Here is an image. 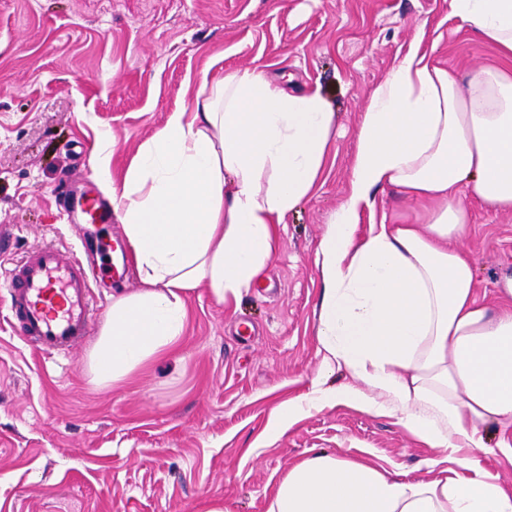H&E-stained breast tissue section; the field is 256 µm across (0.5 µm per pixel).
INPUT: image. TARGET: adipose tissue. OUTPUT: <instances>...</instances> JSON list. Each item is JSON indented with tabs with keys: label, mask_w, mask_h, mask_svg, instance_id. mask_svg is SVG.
Here are the masks:
<instances>
[{
	"label": "adipose tissue",
	"mask_w": 512,
	"mask_h": 512,
	"mask_svg": "<svg viewBox=\"0 0 512 512\" xmlns=\"http://www.w3.org/2000/svg\"><path fill=\"white\" fill-rule=\"evenodd\" d=\"M450 14L495 53L467 82L423 51L427 31L376 84L358 127L350 190L317 256L316 336L324 368L358 386L326 389L280 408L279 433L312 408L342 402L391 415L453 468L406 480L358 458L316 453L292 465L267 512H512V488L481 466L482 426L512 459V273L497 305L458 241L469 200L512 211V0H449ZM337 114L320 88L293 91L258 68L201 81L191 108L172 112L121 181L97 150L141 282L114 298L90 352L101 385L126 380L178 347L186 300L208 281L217 301H239L260 281L279 227L316 190ZM395 187L422 205L420 223L360 217Z\"/></svg>",
	"instance_id": "1"
}]
</instances>
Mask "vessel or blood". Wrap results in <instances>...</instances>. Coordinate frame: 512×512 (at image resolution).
<instances>
[{
    "mask_svg": "<svg viewBox=\"0 0 512 512\" xmlns=\"http://www.w3.org/2000/svg\"><path fill=\"white\" fill-rule=\"evenodd\" d=\"M8 309L26 339L44 351L82 344L93 317L91 284L77 256H65L52 244L28 251L0 270Z\"/></svg>",
    "mask_w": 512,
    "mask_h": 512,
    "instance_id": "obj_1",
    "label": "vessel or blood"
}]
</instances>
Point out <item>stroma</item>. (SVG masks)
<instances>
[{"mask_svg":"<svg viewBox=\"0 0 512 512\" xmlns=\"http://www.w3.org/2000/svg\"><path fill=\"white\" fill-rule=\"evenodd\" d=\"M441 33L442 65L468 77L490 50L450 15L449 0H0V225L13 254L48 241L77 253L105 323L113 296L141 286L135 265L110 268L120 221L94 232L55 201L59 183L104 196L90 158L111 139L122 179L171 112L191 107L202 77L255 66L289 87H320L338 114L316 191L289 213L261 281L236 307L207 284L187 300L173 357L116 386L98 385L90 343L36 350L8 321L0 286V512H266L275 484L317 452L363 457L404 479L434 478L442 454L394 417L332 403L279 435L280 406L325 370L316 336V254L348 189L357 130L374 87L411 47L415 25ZM459 246L479 293L512 269V212L471 205Z\"/></svg>","mask_w":512,"mask_h":512,"instance_id":"obj_1","label":"stroma"}]
</instances>
